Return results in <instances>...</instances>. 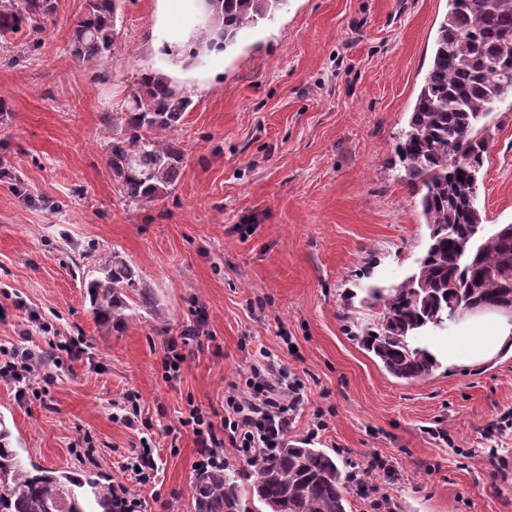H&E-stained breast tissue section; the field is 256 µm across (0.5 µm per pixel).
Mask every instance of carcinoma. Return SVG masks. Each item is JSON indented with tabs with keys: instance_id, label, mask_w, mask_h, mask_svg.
Masks as SVG:
<instances>
[{
	"instance_id": "obj_1",
	"label": "carcinoma",
	"mask_w": 512,
	"mask_h": 512,
	"mask_svg": "<svg viewBox=\"0 0 512 512\" xmlns=\"http://www.w3.org/2000/svg\"><path fill=\"white\" fill-rule=\"evenodd\" d=\"M286 0H205L216 25L194 29L185 54L199 60L233 44L240 32L270 20ZM431 61L397 149L405 179L420 194L431 243L416 269L399 284L370 288L381 308L379 326L360 342L392 376L417 381L433 373L436 359L415 342L448 329L455 306L512 301V235L482 234L479 174L488 142L479 125L512 97V0H447ZM52 0H0V33L46 30ZM116 0H85L72 27L70 57L103 59L116 36ZM191 98L163 70L142 74L121 120L101 134L105 163L118 193L129 203H151L170 193L186 170L173 139ZM477 253L460 258L468 234ZM92 314L105 332L123 329L130 315L128 291L164 317L134 268L119 253L86 274ZM266 512H346L347 484L336 459L318 448L284 444L256 465L247 485ZM195 512H240L241 486L222 469L196 474ZM0 512H116L110 477L45 470L12 446L0 422Z\"/></svg>"
}]
</instances>
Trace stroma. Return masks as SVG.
Instances as JSON below:
<instances>
[{"label": "stroma", "instance_id": "1", "mask_svg": "<svg viewBox=\"0 0 512 512\" xmlns=\"http://www.w3.org/2000/svg\"><path fill=\"white\" fill-rule=\"evenodd\" d=\"M48 33L0 36V345L42 353L56 379L19 404L0 382V419L33 460L100 468L141 512H195L188 404L222 408L262 356L304 386L288 432L359 470L389 512H512V353L407 382L358 341L378 323L372 285L404 280L429 228L395 148L428 69L446 0H286L274 19L201 62L176 59L196 0H120L108 58L77 63L68 34L84 0H53ZM161 69L192 98L177 133L185 176L132 205L100 149L141 73ZM484 232L512 224V104L485 121ZM119 252L164 318L131 298L124 331L97 329L82 273ZM206 337L179 380L168 340L198 319ZM80 341L82 360L53 348ZM137 392L148 433L121 421ZM326 428L311 434L316 417ZM151 438L155 483L121 468ZM386 461L393 477L370 469Z\"/></svg>", "mask_w": 512, "mask_h": 512}]
</instances>
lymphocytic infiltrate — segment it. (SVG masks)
I'll return each instance as SVG.
<instances>
[{"instance_id": "obj_1", "label": "lymphocytic infiltrate", "mask_w": 512, "mask_h": 512, "mask_svg": "<svg viewBox=\"0 0 512 512\" xmlns=\"http://www.w3.org/2000/svg\"><path fill=\"white\" fill-rule=\"evenodd\" d=\"M0 381L27 403L49 396L53 378L43 372L32 349L0 345ZM302 399V383L269 360L252 365L244 391L229 393L222 414L213 416L192 405L179 425L192 432L201 468L223 466L228 446L253 463L282 447Z\"/></svg>"}]
</instances>
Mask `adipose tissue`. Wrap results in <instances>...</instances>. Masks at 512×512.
<instances>
[{
	"instance_id": "obj_1",
	"label": "adipose tissue",
	"mask_w": 512,
	"mask_h": 512,
	"mask_svg": "<svg viewBox=\"0 0 512 512\" xmlns=\"http://www.w3.org/2000/svg\"><path fill=\"white\" fill-rule=\"evenodd\" d=\"M425 344L437 361L459 367L478 364L512 351V316L487 309L463 317L444 339L428 337Z\"/></svg>"
}]
</instances>
